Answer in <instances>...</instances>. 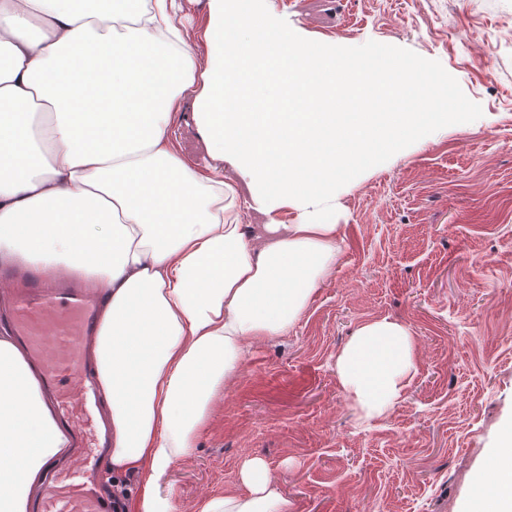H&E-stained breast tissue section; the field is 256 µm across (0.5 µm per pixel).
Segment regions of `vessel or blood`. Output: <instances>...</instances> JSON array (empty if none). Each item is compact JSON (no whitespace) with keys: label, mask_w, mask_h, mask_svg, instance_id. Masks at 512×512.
Instances as JSON below:
<instances>
[{"label":"vessel or blood","mask_w":512,"mask_h":512,"mask_svg":"<svg viewBox=\"0 0 512 512\" xmlns=\"http://www.w3.org/2000/svg\"><path fill=\"white\" fill-rule=\"evenodd\" d=\"M14 334L43 370L59 423L75 446L62 467H50L43 496L33 512H112L92 472L104 446L94 376L85 372L86 345L97 328V302L73 283H46L34 273L12 278Z\"/></svg>","instance_id":"b4317fda"}]
</instances>
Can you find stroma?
Listing matches in <instances>:
<instances>
[{
    "instance_id": "35a3bbf8",
    "label": "stroma",
    "mask_w": 512,
    "mask_h": 512,
    "mask_svg": "<svg viewBox=\"0 0 512 512\" xmlns=\"http://www.w3.org/2000/svg\"><path fill=\"white\" fill-rule=\"evenodd\" d=\"M299 42L372 64L423 62L458 118L405 134L336 182V263L282 338L254 345L162 480L177 512L241 490L262 458L291 512H465L470 479L512 422V0H265ZM174 141L212 159L184 102ZM416 338L418 372L384 419L360 421L335 360L363 322Z\"/></svg>"
}]
</instances>
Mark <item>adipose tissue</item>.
Segmentation results:
<instances>
[{
    "label": "adipose tissue",
    "instance_id": "adipose-tissue-1",
    "mask_svg": "<svg viewBox=\"0 0 512 512\" xmlns=\"http://www.w3.org/2000/svg\"><path fill=\"white\" fill-rule=\"evenodd\" d=\"M176 15V0H0V264L103 295L91 361L112 425L106 472L137 480L125 512H174L162 476L191 453L248 349L287 335L331 273L337 174L458 110L421 63L386 52L365 67L298 44L263 0H207L198 29ZM187 99L235 179L179 154ZM288 206L298 223L273 221ZM250 210L269 223H243ZM415 343L382 318L337 354L361 419L402 398ZM69 445L40 370L0 328V512H27ZM488 464L471 512H512V423ZM240 478L244 493L200 512H291L262 459Z\"/></svg>",
    "mask_w": 512,
    "mask_h": 512
}]
</instances>
